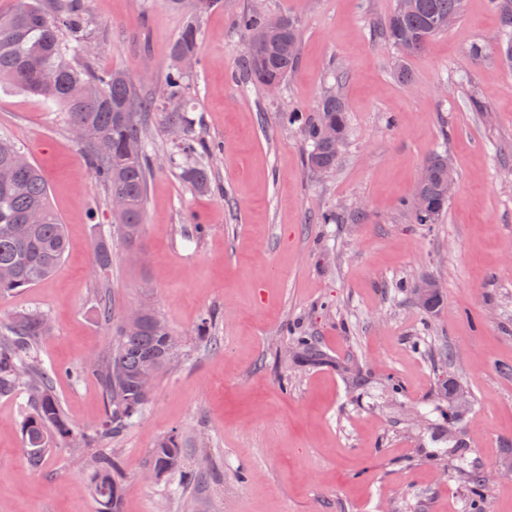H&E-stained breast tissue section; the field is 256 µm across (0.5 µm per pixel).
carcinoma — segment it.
I'll use <instances>...</instances> for the list:
<instances>
[{
	"label": "carcinoma",
	"instance_id": "obj_1",
	"mask_svg": "<svg viewBox=\"0 0 512 512\" xmlns=\"http://www.w3.org/2000/svg\"><path fill=\"white\" fill-rule=\"evenodd\" d=\"M411 10L395 8L380 28V37L396 47L402 59L420 53L431 37L439 33L440 21L460 16L464 0H414ZM507 43L501 59L512 65V0H492ZM249 40L261 42V51L246 53L250 78L267 87L284 83L298 61L299 34L293 18L279 33L266 29V13L248 10L237 18ZM89 17L80 0H17L15 9L0 15V85H8L38 96L52 108L65 113L69 124L87 129L82 142L95 178L109 193L126 197L127 208L115 215L123 241L134 246L139 241L151 154L145 134V115L156 105L152 97L139 96L127 75L120 70L99 74L85 62L84 47ZM200 31L188 21L171 47L174 67L167 73L164 90L168 98L181 95L186 75L182 59L196 57ZM328 127L336 128L337 142L323 138ZM311 150L307 165L316 171L336 167V144L344 143L347 116L340 98L325 96L317 113L302 126ZM207 145L184 132L178 141L180 154L188 156ZM20 148L0 139V295L37 286L53 274L64 258L66 236L60 216L49 201L47 182L37 165L19 166L14 155ZM427 166L433 178L421 193L430 211L428 220L414 215L416 223L434 224L447 209L442 188L448 182V159L437 155ZM184 177L196 188L208 186L207 171L201 167L184 170ZM96 266L107 271L112 264V247L100 240L95 249ZM140 327L128 330L120 325L108 355L94 366L75 372L81 378L91 372L98 379L106 399L105 417L95 436L110 437L139 415L149 401L139 386L144 369L153 364L161 372L168 367L169 346L165 331L154 321L151 309ZM47 332L43 314L26 313L0 330V396L12 394L21 380L30 390V412L21 424L31 466H40L43 457L59 444L71 441L74 431L53 394V371L34 358L40 338ZM295 357L317 365L327 361L309 338L295 342ZM448 458L455 467L468 472L471 504L483 502L487 483L474 468H468L465 446H448ZM150 469L158 475L177 473L179 485L199 482L202 473L182 470V448L176 435L156 444L150 454ZM118 461L110 455L93 460L92 484L98 512H121L124 493Z\"/></svg>",
	"mask_w": 512,
	"mask_h": 512
}]
</instances>
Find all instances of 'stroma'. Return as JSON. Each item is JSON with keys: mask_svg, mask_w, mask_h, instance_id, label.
Wrapping results in <instances>:
<instances>
[{"mask_svg": "<svg viewBox=\"0 0 512 512\" xmlns=\"http://www.w3.org/2000/svg\"><path fill=\"white\" fill-rule=\"evenodd\" d=\"M83 4L95 68L157 94L189 10ZM396 4L223 0L199 16L183 94L147 117L153 169L132 247L110 235L106 189L64 113L0 88V138L41 169L69 242L50 278L0 297V326L46 315L38 354L78 432L100 425L105 402L95 377L70 371L105 356L128 313L150 305L179 344L143 414L103 443L120 466L122 512H472L449 440L488 473L512 459V373L502 371L512 366V68L499 61V16L491 0H465L460 18L404 61L378 36ZM254 7L298 23V64L273 94L250 80L248 36L235 24ZM402 62L407 83L396 77ZM330 93L345 105L348 136L335 168L316 172L299 125L281 118L312 116ZM174 112L214 155L178 156ZM441 151L456 183L439 222L419 224L407 202ZM192 166L207 169L208 191L184 179ZM107 237L103 273L94 254ZM424 279L441 286L432 312L412 291ZM301 336L327 364L289 361ZM451 377L472 402L453 427L439 391ZM28 409L26 389L0 396V512H98L99 449L55 448L31 468ZM172 434L183 466L203 471L194 487L148 473L152 448Z\"/></svg>", "mask_w": 512, "mask_h": 512, "instance_id": "obj_1", "label": "stroma"}]
</instances>
